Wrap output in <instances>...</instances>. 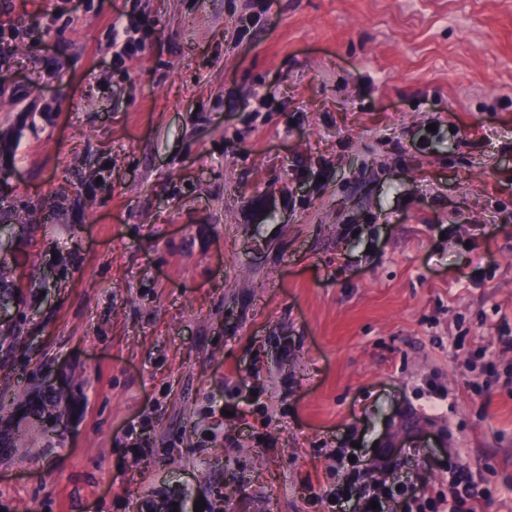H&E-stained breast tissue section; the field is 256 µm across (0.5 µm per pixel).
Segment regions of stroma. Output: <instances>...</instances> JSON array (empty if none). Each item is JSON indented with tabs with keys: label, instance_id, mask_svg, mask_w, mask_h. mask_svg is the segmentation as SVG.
I'll list each match as a JSON object with an SVG mask.
<instances>
[{
	"label": "stroma",
	"instance_id": "stroma-1",
	"mask_svg": "<svg viewBox=\"0 0 512 512\" xmlns=\"http://www.w3.org/2000/svg\"><path fill=\"white\" fill-rule=\"evenodd\" d=\"M18 24L0 512H332L352 446L512 512V0H0ZM134 29H136V25L131 20L127 24H124L121 18L113 22L108 29L112 46L123 42V52L129 53L136 50L138 45L133 44L134 39L131 36Z\"/></svg>",
	"mask_w": 512,
	"mask_h": 512
}]
</instances>
